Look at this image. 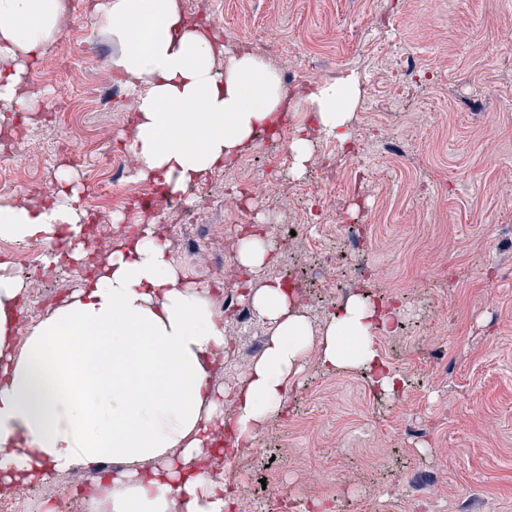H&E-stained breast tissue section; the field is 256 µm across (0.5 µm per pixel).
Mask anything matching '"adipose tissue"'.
<instances>
[{
	"label": "adipose tissue",
	"mask_w": 512,
	"mask_h": 512,
	"mask_svg": "<svg viewBox=\"0 0 512 512\" xmlns=\"http://www.w3.org/2000/svg\"><path fill=\"white\" fill-rule=\"evenodd\" d=\"M89 12L123 45L112 68L131 93L135 178L184 196L226 167L257 129L285 118L288 93L269 65L224 44L182 11L180 0H90ZM68 0H0V110L36 116L22 74L60 36ZM360 97L354 74L327 80L307 98L327 136L346 140ZM48 200L0 204V238L54 242L61 228L84 245L75 171L59 167ZM25 295L13 265L0 261V486L37 484L109 460L93 488L92 512H230L232 489L201 460L217 455L215 431L242 438L281 411L288 385L312 348L328 368L378 370L372 336L388 317L351 296L342 315L315 333L281 280L245 299L271 326L259 361L232 399L214 385L224 354V314L199 285L160 217L120 238L92 279L73 289L16 346ZM234 415L225 418L224 404Z\"/></svg>",
	"instance_id": "ef3b65f1"
}]
</instances>
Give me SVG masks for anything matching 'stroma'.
<instances>
[{
	"mask_svg": "<svg viewBox=\"0 0 512 512\" xmlns=\"http://www.w3.org/2000/svg\"><path fill=\"white\" fill-rule=\"evenodd\" d=\"M229 49H253L273 69L307 72L316 60L327 76L355 74L361 95L348 143L371 172L363 182L332 179L318 159L327 140L309 128L303 106L288 115V136L255 145L245 167L215 171L198 222L165 211L169 237L206 243L227 234L224 187L277 163L288 185V207L252 204L246 221L264 225L272 243L295 232L299 248L279 250L273 265L298 271L300 309L314 329L353 294L400 303L398 326L373 343L401 389L381 393L364 371L325 369L309 351L285 407L242 441L243 456L223 459L224 472L246 476L238 491L250 512H273L326 493L334 512H512V0H205ZM64 49L75 87L95 83L99 102H74V121L29 128L33 151L0 155L12 169L10 201L30 195V175L51 187L58 167L71 165L82 198L102 197L100 179L112 149L129 136L121 120L130 96L112 72L121 49L110 31L82 13L68 21ZM415 65L409 85L395 81ZM85 139L83 158L68 163L63 147ZM304 137L310 158L293 171L288 141ZM402 147L398 159L388 142ZM495 145L494 161L486 148ZM325 209L321 224L303 223L305 194ZM359 211L355 227L343 217ZM359 246L349 250L350 238ZM43 292L27 298L25 326L54 305L62 268L36 266ZM236 348L224 354L217 384L240 386L266 344L270 327L259 317L225 322ZM318 478L307 482V472Z\"/></svg>",
	"mask_w": 512,
	"mask_h": 512,
	"instance_id": "1",
	"label": "stroma"
}]
</instances>
